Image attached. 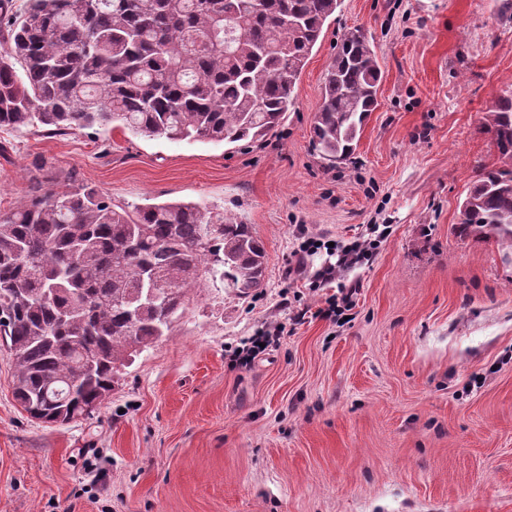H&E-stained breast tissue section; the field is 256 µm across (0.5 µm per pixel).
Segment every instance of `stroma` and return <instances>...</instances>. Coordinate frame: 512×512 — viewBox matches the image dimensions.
<instances>
[{
  "instance_id": "stroma-1",
  "label": "stroma",
  "mask_w": 512,
  "mask_h": 512,
  "mask_svg": "<svg viewBox=\"0 0 512 512\" xmlns=\"http://www.w3.org/2000/svg\"><path fill=\"white\" fill-rule=\"evenodd\" d=\"M498 5L342 0L260 144L0 128L1 210L34 178L57 190L72 173L119 205L205 203L266 253L262 290L192 292L88 418L31 419L0 346V512H512V261L456 229L478 166L499 163L480 122L512 90ZM354 26L382 65L380 105L353 159L331 167L312 125ZM310 237L321 246L301 256ZM342 288L357 291L346 319L319 317ZM301 309L278 346L231 362Z\"/></svg>"
}]
</instances>
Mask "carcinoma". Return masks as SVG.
<instances>
[{
	"label": "carcinoma",
	"instance_id": "obj_1",
	"mask_svg": "<svg viewBox=\"0 0 512 512\" xmlns=\"http://www.w3.org/2000/svg\"><path fill=\"white\" fill-rule=\"evenodd\" d=\"M340 0H0V127L123 129L169 140L262 142L282 123ZM382 69L351 28L322 86L313 143L352 158L378 106ZM500 165L481 169L461 234L512 249V92L482 116ZM251 225L193 202L131 210L68 179L0 212V343L33 419L68 423L117 383L183 312L221 283L264 287ZM153 282L149 298L139 274Z\"/></svg>",
	"mask_w": 512,
	"mask_h": 512
}]
</instances>
